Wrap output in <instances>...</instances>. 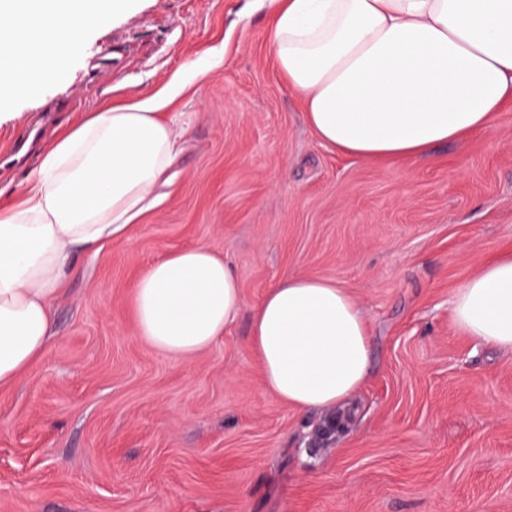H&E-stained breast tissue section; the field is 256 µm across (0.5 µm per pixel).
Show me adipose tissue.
<instances>
[{"label":"adipose tissue","instance_id":"obj_1","mask_svg":"<svg viewBox=\"0 0 512 512\" xmlns=\"http://www.w3.org/2000/svg\"><path fill=\"white\" fill-rule=\"evenodd\" d=\"M131 0H0V30L23 42L34 86L53 84L89 28ZM277 64L305 96L320 142L358 158L417 157L488 129L512 100V0H266ZM187 87L112 104L64 130L19 202L0 207V384L44 353L52 306L79 251L98 253L146 209L179 150L164 110ZM238 280L202 246L151 264L134 286L136 334L189 358L223 337ZM458 328L512 351V253L457 289ZM250 345L266 390L300 411L333 410L365 382L364 313L337 282L296 276L255 307Z\"/></svg>","mask_w":512,"mask_h":512}]
</instances>
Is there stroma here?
I'll list each match as a JSON object with an SVG mask.
<instances>
[{"label": "stroma", "mask_w": 512, "mask_h": 512, "mask_svg": "<svg viewBox=\"0 0 512 512\" xmlns=\"http://www.w3.org/2000/svg\"><path fill=\"white\" fill-rule=\"evenodd\" d=\"M271 44L257 0H134L56 83L0 104V153L58 104L39 150L0 171L2 204L66 126L191 80L169 107L182 150L158 201L75 256L45 357L0 387V512H512V353L450 310L512 250V107L420 157L344 156ZM189 246L223 256L242 307L184 359L137 337L132 305L147 267ZM294 276L337 281L367 313L371 369L338 434L329 412L268 393L249 348L255 306Z\"/></svg>", "instance_id": "1"}]
</instances>
